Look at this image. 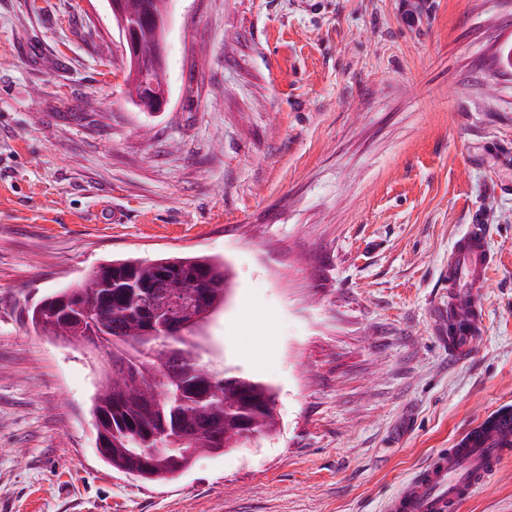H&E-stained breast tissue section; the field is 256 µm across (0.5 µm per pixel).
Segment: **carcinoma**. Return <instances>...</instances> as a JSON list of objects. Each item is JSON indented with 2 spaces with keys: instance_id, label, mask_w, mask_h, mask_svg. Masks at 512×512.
I'll return each mask as SVG.
<instances>
[{
  "instance_id": "carcinoma-1",
  "label": "carcinoma",
  "mask_w": 512,
  "mask_h": 512,
  "mask_svg": "<svg viewBox=\"0 0 512 512\" xmlns=\"http://www.w3.org/2000/svg\"><path fill=\"white\" fill-rule=\"evenodd\" d=\"M224 259L205 254L106 260L73 288H59L29 316L43 336L75 346L97 338L112 346V370L140 382L132 392L102 368L91 406L98 451L113 469L163 482L194 458L233 447L226 427L268 435L275 428L272 388L233 368L207 375L209 351L196 330L164 326L146 333L147 319H167L174 306L224 307Z\"/></svg>"
}]
</instances>
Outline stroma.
Listing matches in <instances>:
<instances>
[{
  "mask_svg": "<svg viewBox=\"0 0 512 512\" xmlns=\"http://www.w3.org/2000/svg\"><path fill=\"white\" fill-rule=\"evenodd\" d=\"M164 111L104 0H0V512H384L512 404V0H171ZM499 256L449 355L448 255ZM223 257L203 331L274 436L164 483L113 470L99 358L29 311L102 260ZM460 512H512V459Z\"/></svg>",
  "mask_w": 512,
  "mask_h": 512,
  "instance_id": "obj_1",
  "label": "stroma"
}]
</instances>
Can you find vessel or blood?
<instances>
[{
	"label": "vessel or blood",
	"instance_id": "1",
	"mask_svg": "<svg viewBox=\"0 0 512 512\" xmlns=\"http://www.w3.org/2000/svg\"><path fill=\"white\" fill-rule=\"evenodd\" d=\"M496 263L482 226L470 225L448 259V306L461 312L447 336L449 351L464 352L482 331L477 292ZM512 455V408L503 406L435 453L386 503L387 512H459L478 486L494 478Z\"/></svg>",
	"mask_w": 512,
	"mask_h": 512
}]
</instances>
